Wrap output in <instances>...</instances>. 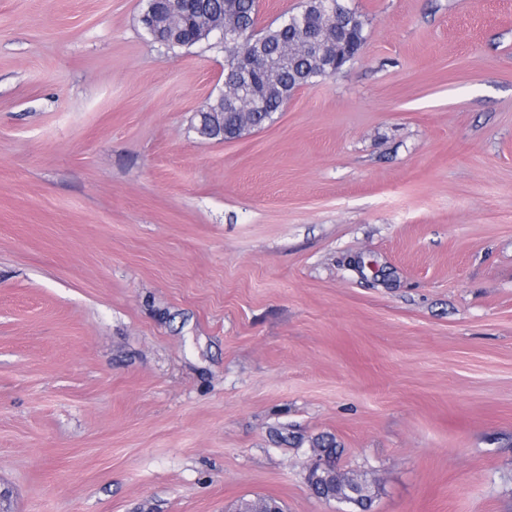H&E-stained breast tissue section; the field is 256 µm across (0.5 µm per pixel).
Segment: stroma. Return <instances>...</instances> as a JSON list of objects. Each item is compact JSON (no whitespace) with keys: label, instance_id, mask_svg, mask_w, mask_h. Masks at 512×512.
<instances>
[{"label":"stroma","instance_id":"1","mask_svg":"<svg viewBox=\"0 0 512 512\" xmlns=\"http://www.w3.org/2000/svg\"><path fill=\"white\" fill-rule=\"evenodd\" d=\"M365 42L207 140L210 40L0 0V512H512V0H349ZM315 448H322L323 452L326 456V465L328 466V475L329 478L325 480L324 478H318L312 481V478L315 476L313 474L309 478V482L311 486H313L316 492L319 495H324V497H341L347 496L350 494V490L353 488L355 483L359 480L358 476L350 475L339 469L336 465V446L332 441H326L324 439L316 441Z\"/></svg>","mask_w":512,"mask_h":512}]
</instances>
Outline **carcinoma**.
Segmentation results:
<instances>
[{
	"mask_svg": "<svg viewBox=\"0 0 512 512\" xmlns=\"http://www.w3.org/2000/svg\"><path fill=\"white\" fill-rule=\"evenodd\" d=\"M206 6L213 15L224 10V19L239 25L238 39L224 43V51L229 56L238 61L262 50L272 61L268 70L251 77L249 90L237 109L224 114L226 140L236 138L238 129L261 128L282 110L296 90L329 76L316 53L307 47L310 31H317L326 50L336 49L343 55L364 43L363 22L352 9L336 11L323 18L301 8L283 14L260 30L256 0H228L225 5L220 0H206ZM315 447L323 449L329 478H318L311 486L326 498L349 495L358 477L337 467L334 443L322 439Z\"/></svg>",
	"mask_w": 512,
	"mask_h": 512,
	"instance_id": "1",
	"label": "carcinoma"
}]
</instances>
